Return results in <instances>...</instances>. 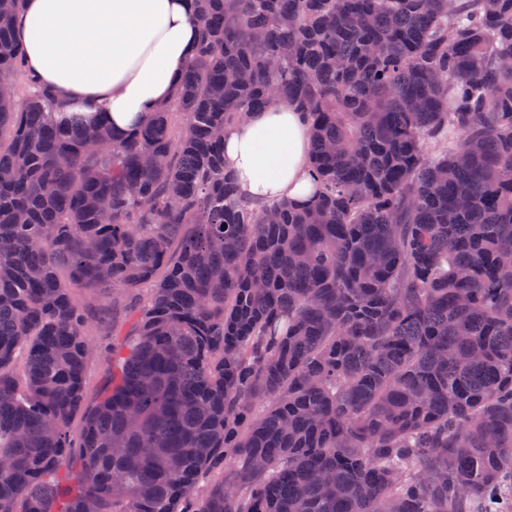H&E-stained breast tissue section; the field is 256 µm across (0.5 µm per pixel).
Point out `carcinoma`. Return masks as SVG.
<instances>
[{"instance_id": "carcinoma-1", "label": "carcinoma", "mask_w": 512, "mask_h": 512, "mask_svg": "<svg viewBox=\"0 0 512 512\" xmlns=\"http://www.w3.org/2000/svg\"><path fill=\"white\" fill-rule=\"evenodd\" d=\"M192 2L117 133L52 119L0 0V512H512V0ZM274 100L318 191L251 205L224 127ZM146 285L87 400L72 289Z\"/></svg>"}]
</instances>
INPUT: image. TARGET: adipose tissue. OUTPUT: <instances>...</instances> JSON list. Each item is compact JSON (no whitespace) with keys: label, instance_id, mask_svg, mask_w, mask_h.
Instances as JSON below:
<instances>
[{"label":"adipose tissue","instance_id":"ef3b65f1","mask_svg":"<svg viewBox=\"0 0 512 512\" xmlns=\"http://www.w3.org/2000/svg\"><path fill=\"white\" fill-rule=\"evenodd\" d=\"M55 116H106L127 132L167 104L194 57L192 0H25L14 19ZM309 125L278 101L224 130V163L255 202L310 197Z\"/></svg>","mask_w":512,"mask_h":512}]
</instances>
